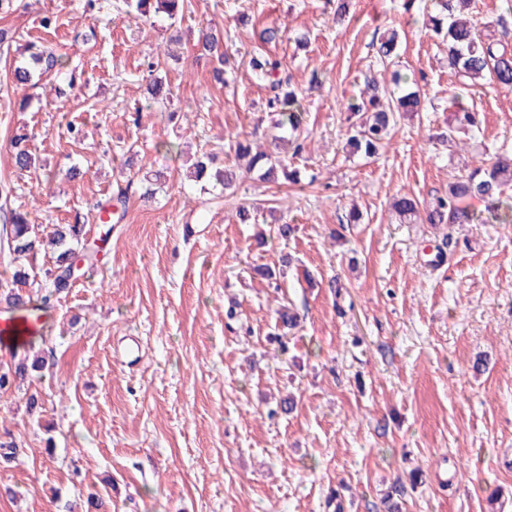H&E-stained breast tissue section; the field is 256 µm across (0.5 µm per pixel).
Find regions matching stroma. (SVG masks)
I'll return each instance as SVG.
<instances>
[{
    "instance_id": "35a3bbf8",
    "label": "stroma",
    "mask_w": 512,
    "mask_h": 512,
    "mask_svg": "<svg viewBox=\"0 0 512 512\" xmlns=\"http://www.w3.org/2000/svg\"><path fill=\"white\" fill-rule=\"evenodd\" d=\"M432 10L349 0L337 22L325 0H191L171 24L129 16L123 0H18L0 15L14 34L0 46V225L18 210L47 236L79 213L97 251L43 315L35 348L49 370L0 390V442L18 446L0 457V512H86L92 492L112 512H334L336 491L344 512H383L398 483L403 512H512V224H403L389 208L406 194L428 209L479 162L512 157V90L461 88L424 26ZM209 26L293 75L306 140L292 164L308 184L248 174L228 196L186 178L195 155L224 158L231 136L266 147L273 133L247 67L212 82L196 46ZM275 26L281 39L262 44ZM389 29L426 108L398 120L379 158L351 156L348 105L386 77L376 50ZM29 41L81 72L65 97L50 77L9 79ZM149 61L171 90L160 104L147 99ZM461 91L480 125L447 144ZM23 133L43 167L14 168L10 140ZM121 190L125 210L100 221ZM241 202L258 205L255 220L240 222ZM354 204L364 221L350 225ZM278 219L294 225L288 239ZM258 265L284 269L282 291ZM287 302L301 323L283 350L269 332ZM289 395L294 410L278 412Z\"/></svg>"
}]
</instances>
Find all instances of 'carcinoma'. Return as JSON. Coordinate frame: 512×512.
<instances>
[{
  "instance_id": "cac0c4a2",
  "label": "carcinoma",
  "mask_w": 512,
  "mask_h": 512,
  "mask_svg": "<svg viewBox=\"0 0 512 512\" xmlns=\"http://www.w3.org/2000/svg\"><path fill=\"white\" fill-rule=\"evenodd\" d=\"M186 0H126L127 14L148 18L163 14L169 20H177L183 13ZM437 14L429 21L435 32H445L448 38V67L454 70L463 85L468 86L479 79H489L501 88L512 89V33L502 29L498 35L490 33V28L500 22H481L472 10L473 0H436ZM397 45V34L385 32L380 38V57L388 60ZM201 55L214 62L212 78L218 84L227 83L226 75L233 73L230 56L223 50V34L217 29L201 33L197 41ZM22 60L10 71L15 85L26 86L34 74L67 79L66 61L63 55L48 49L42 44L30 42L22 48ZM253 76L259 85L269 90L267 108L273 114L274 128L279 134L272 136L274 148L269 151L252 153V142L247 138L235 137L230 150L234 153V162L230 167L212 170L215 156L204 153L196 159L187 173V178L200 182L212 178L223 189L229 190L237 179L238 173H259L260 180L279 183L284 179L292 184L299 183L298 170L289 168L288 156L280 151V145L287 143L293 149V155L302 152L300 142L302 128V104L300 95L293 84L282 61L268 54L253 56L249 60ZM406 82L405 76L398 70L392 73L393 87L372 83L362 91L361 104L353 107L349 118L355 119L351 129L353 134L347 138L346 150L350 155L371 157L379 154L390 140L391 131L397 122V114L413 115L420 111L422 99L420 90L396 93L395 89ZM452 120L448 123V133L457 129L474 128L478 125V113L464 101V95L458 93L452 97ZM14 164L21 170L35 166L36 155L24 136L11 141ZM512 186V161L500 158L497 161L474 167L470 173L455 178L448 183V192L439 196L427 215L430 224H511L512 197L505 196V189ZM480 199L488 204L490 218L481 219L466 206L471 199ZM392 209L399 217L408 220L417 212L414 199L401 196L393 199ZM7 237L9 252L14 255H27L35 252L39 245L35 226L20 212H12L10 224L3 227ZM84 223L81 216L74 217L71 224H58L52 233V241L57 248L54 267L45 271V294L34 310L46 308L55 296L69 285L67 275L75 259L80 258L91 263L93 253H84L86 241L83 238ZM29 275L20 270L12 279L5 282L0 295L6 304L15 309L27 306L30 296L23 290ZM47 366L42 356L21 357L14 366L0 371V390L8 389L17 381L24 380L29 372L41 371Z\"/></svg>"
}]
</instances>
